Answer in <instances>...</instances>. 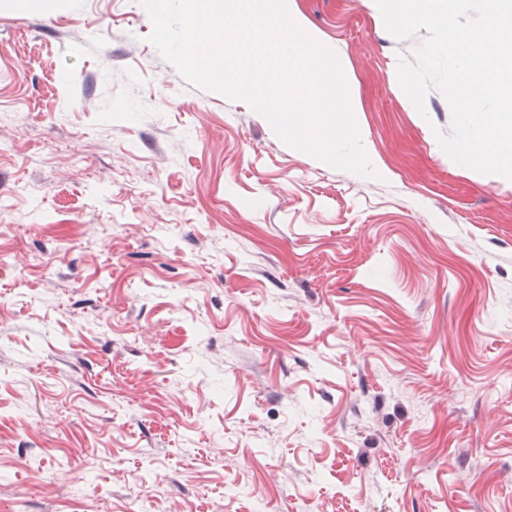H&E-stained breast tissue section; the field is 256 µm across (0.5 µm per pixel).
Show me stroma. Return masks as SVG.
<instances>
[{
    "label": "stroma",
    "instance_id": "obj_1",
    "mask_svg": "<svg viewBox=\"0 0 512 512\" xmlns=\"http://www.w3.org/2000/svg\"><path fill=\"white\" fill-rule=\"evenodd\" d=\"M288 7L338 54L378 178L189 85L135 0H0L10 504L512 512V180L441 149L439 91L409 100L423 33L376 0Z\"/></svg>",
    "mask_w": 512,
    "mask_h": 512
}]
</instances>
